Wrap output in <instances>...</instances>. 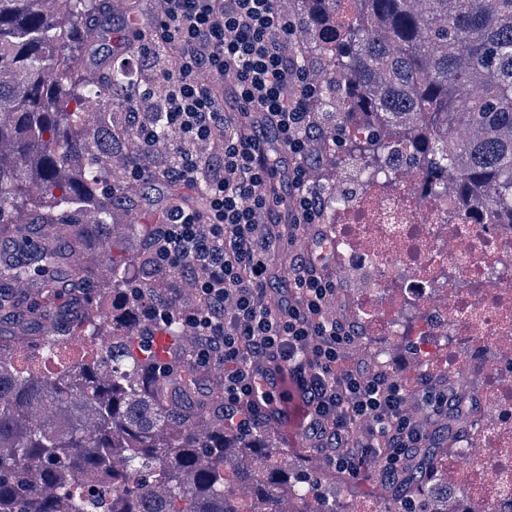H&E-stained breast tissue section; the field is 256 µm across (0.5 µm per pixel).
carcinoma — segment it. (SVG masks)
Returning a JSON list of instances; mask_svg holds the SVG:
<instances>
[{"label":"carcinoma","instance_id":"obj_1","mask_svg":"<svg viewBox=\"0 0 512 512\" xmlns=\"http://www.w3.org/2000/svg\"><path fill=\"white\" fill-rule=\"evenodd\" d=\"M0 0V224L24 210L43 241L38 277L25 261L0 262V289L28 283L54 299L53 277L91 240L108 243L119 195L117 174L130 148L116 107L132 79L99 54L109 39V0ZM309 32L299 67L318 56L332 79L318 84L313 111L336 124L337 150L364 182L387 179L393 144L437 201L448 194L484 224L512 225V0H296ZM342 74L345 84L336 85ZM98 101L93 126L82 106ZM154 145L173 138L162 107L152 115ZM363 123L369 134L348 135ZM76 224L61 239L57 225ZM93 272L75 268L67 286L92 293ZM120 313L105 357L45 378L18 370L0 341V512H336L296 474L303 457L242 436L224 414L196 420L198 386L145 343L126 289L112 288ZM61 331L98 335L94 309L57 311ZM427 472L411 490L430 495Z\"/></svg>","mask_w":512,"mask_h":512}]
</instances>
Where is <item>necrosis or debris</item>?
I'll return each instance as SVG.
<instances>
[{
  "instance_id": "obj_1",
  "label": "necrosis or debris",
  "mask_w": 512,
  "mask_h": 512,
  "mask_svg": "<svg viewBox=\"0 0 512 512\" xmlns=\"http://www.w3.org/2000/svg\"><path fill=\"white\" fill-rule=\"evenodd\" d=\"M394 174L370 207L358 204L326 218L324 257L363 275L359 290L341 294L337 307L352 314L359 333L412 337L418 367L432 368L444 353L449 366H462L475 381L459 396L474 436L466 467L487 473L482 497L473 500L454 487L448 498L426 499V512H512V494L501 484L502 473L512 474V456L493 459L483 450L487 423L512 419V320H502L496 304L473 290L483 271L497 293L512 294V226L476 224L455 200H426L409 165ZM453 214L458 223H448ZM451 281L461 311L456 320L431 303Z\"/></svg>"
}]
</instances>
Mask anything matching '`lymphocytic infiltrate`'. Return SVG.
<instances>
[{
  "label": "lymphocytic infiltrate",
  "instance_id": "f902f5d3",
  "mask_svg": "<svg viewBox=\"0 0 512 512\" xmlns=\"http://www.w3.org/2000/svg\"><path fill=\"white\" fill-rule=\"evenodd\" d=\"M294 23L276 0H165L141 53L165 56L162 107L177 136L172 158L158 164L152 107H133L135 149L128 178H160L206 205L171 203L156 225L146 263L170 274L163 294L134 288L130 301L148 332L173 320L200 338L197 365L224 368V419L244 435L285 394L282 379L306 408L305 437L337 471L380 476L401 486L434 447L432 418L460 417L447 380L424 381L421 417L406 414L409 392L398 377L353 358L357 339L342 315L326 313L336 281L297 245L301 227L319 224L322 199L308 171L316 129L308 81L290 42ZM214 74L205 84L201 73ZM220 141L204 158L195 144Z\"/></svg>",
  "mask_w": 512,
  "mask_h": 512
}]
</instances>
